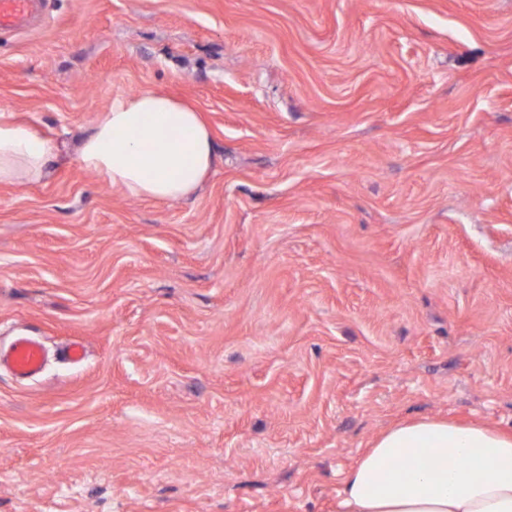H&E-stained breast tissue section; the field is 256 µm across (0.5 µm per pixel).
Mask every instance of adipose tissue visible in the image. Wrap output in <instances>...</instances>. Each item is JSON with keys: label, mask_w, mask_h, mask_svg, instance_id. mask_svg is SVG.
<instances>
[{"label": "adipose tissue", "mask_w": 512, "mask_h": 512, "mask_svg": "<svg viewBox=\"0 0 512 512\" xmlns=\"http://www.w3.org/2000/svg\"><path fill=\"white\" fill-rule=\"evenodd\" d=\"M56 156L55 144L0 108V183L39 182ZM77 160L128 197L168 202L201 188L213 145L193 104L147 89L99 112ZM336 512H512V432L398 422L344 474Z\"/></svg>", "instance_id": "ef3b65f1"}]
</instances>
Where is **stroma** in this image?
Here are the masks:
<instances>
[{
  "label": "stroma",
  "instance_id": "obj_1",
  "mask_svg": "<svg viewBox=\"0 0 512 512\" xmlns=\"http://www.w3.org/2000/svg\"><path fill=\"white\" fill-rule=\"evenodd\" d=\"M0 107V512H333L401 420L512 429V0H43ZM209 127L199 192L84 170L113 97ZM82 343L81 362L66 359ZM57 156V146L31 126L0 108V183L32 184L41 181ZM4 359L15 377H32L42 369L43 346L31 337L18 336L12 342Z\"/></svg>",
  "mask_w": 512,
  "mask_h": 512
}]
</instances>
